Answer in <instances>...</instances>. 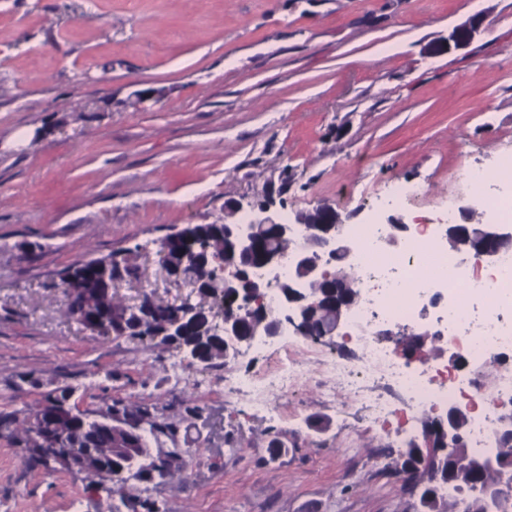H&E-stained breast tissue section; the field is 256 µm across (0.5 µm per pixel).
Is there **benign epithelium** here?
<instances>
[{"label": "benign epithelium", "mask_w": 512, "mask_h": 512, "mask_svg": "<svg viewBox=\"0 0 512 512\" xmlns=\"http://www.w3.org/2000/svg\"><path fill=\"white\" fill-rule=\"evenodd\" d=\"M482 20L473 17L456 27L448 36L447 50L467 47L478 31ZM272 203L261 202L251 209L248 220L241 224L224 225V253H211L205 242L200 241L174 253L171 261L176 270L201 266L218 276L217 283L224 293L237 298V308L228 309L220 324L224 330V360L236 357L243 346L257 341H266L287 333L307 335L306 324L314 319L323 321V339L331 341L348 320L352 303H339L330 298L328 289L339 287L336 274L330 271L332 263L339 257H349L353 250L351 241L343 234V224L336 220V212L322 209L311 224L287 222L271 210ZM275 227L279 240L293 242L299 229L307 232L306 245L291 253L284 250H263L260 247V232ZM448 246L465 262L487 259L495 254L512 249V226L508 224H461L448 225ZM257 255L260 265L270 273L276 272L288 260L294 274L288 282L279 284L281 293L280 312L272 316L265 312V284L248 278L243 273V264ZM462 409L448 405V411L431 419V425L421 429L420 439L412 438L406 447L398 450L394 458L396 470L412 448L422 452L425 465L423 474L409 486V492L423 503L439 494L443 484L434 478L429 465L440 455H453L467 447V432L457 423ZM72 415L67 405L51 410L39 409L32 417V424L39 433L40 443L48 448L54 443L52 428L60 418ZM512 442V409L501 413L498 419L496 444ZM95 454L88 451L82 455H67L57 458L63 469L80 474L92 466ZM488 512H497L501 503V486L486 485L480 489Z\"/></svg>", "instance_id": "obj_1"}]
</instances>
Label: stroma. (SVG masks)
Here are the masks:
<instances>
[{"label":"stroma","instance_id":"obj_1","mask_svg":"<svg viewBox=\"0 0 512 512\" xmlns=\"http://www.w3.org/2000/svg\"><path fill=\"white\" fill-rule=\"evenodd\" d=\"M477 15L472 43L445 51ZM506 153L512 0H0V417L65 388L83 410L170 403L186 451L180 482L93 485L0 434V512H132L124 489L159 512H416L391 463L417 428L373 422L326 371L358 353L352 337H296L304 376L272 418L227 384L278 354L191 363L174 389L175 348L90 331L65 313L62 273L130 249L126 304L208 308L161 264L175 230L263 201L409 225L472 198L462 167L491 172ZM394 179L418 201L375 213Z\"/></svg>","mask_w":512,"mask_h":512}]
</instances>
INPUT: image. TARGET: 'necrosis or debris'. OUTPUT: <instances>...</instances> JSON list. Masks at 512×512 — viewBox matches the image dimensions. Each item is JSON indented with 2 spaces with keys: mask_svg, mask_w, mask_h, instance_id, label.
I'll list each match as a JSON object with an SVG mask.
<instances>
[{
  "mask_svg": "<svg viewBox=\"0 0 512 512\" xmlns=\"http://www.w3.org/2000/svg\"><path fill=\"white\" fill-rule=\"evenodd\" d=\"M465 178L472 186L492 185L485 196L486 216L512 223V159L491 174L466 170ZM455 213L451 206L435 221L413 224L410 234L393 246L386 243L388 225L347 226V234L356 241L348 264L360 292L350 323L361 354L354 362L331 359L327 371L382 423L396 408L375 395L380 382L406 398L417 421L452 403L466 406L469 445L481 455L495 437L498 409L512 405V250L484 264L461 265L448 249V226ZM428 308L437 312L439 333L454 354L469 359L479 371L494 374L492 395H484L477 378L459 374L447 362L418 371L398 359L382 336V326L412 321ZM300 377L298 364L288 362L266 383L251 375L238 377L236 389L272 413L273 393H288Z\"/></svg>",
  "mask_w": 512,
  "mask_h": 512,
  "instance_id": "necrosis-or-debris-1",
  "label": "necrosis or debris"
}]
</instances>
